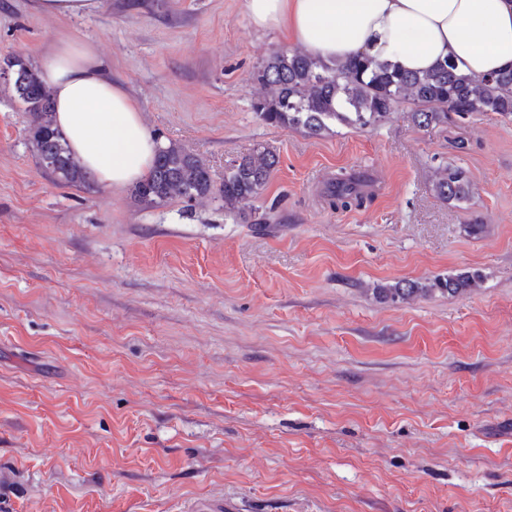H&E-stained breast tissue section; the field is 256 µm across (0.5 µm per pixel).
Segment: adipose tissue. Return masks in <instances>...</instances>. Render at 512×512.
<instances>
[{
    "instance_id": "1",
    "label": "adipose tissue",
    "mask_w": 512,
    "mask_h": 512,
    "mask_svg": "<svg viewBox=\"0 0 512 512\" xmlns=\"http://www.w3.org/2000/svg\"><path fill=\"white\" fill-rule=\"evenodd\" d=\"M245 8L255 29L281 31L328 63L359 55L424 72L448 60L476 79L512 67V0H245ZM39 68L91 180L125 189L144 179L161 141L95 46L58 38Z\"/></svg>"
}]
</instances>
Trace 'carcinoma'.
Instances as JSON below:
<instances>
[{
    "label": "carcinoma",
    "mask_w": 512,
    "mask_h": 512,
    "mask_svg": "<svg viewBox=\"0 0 512 512\" xmlns=\"http://www.w3.org/2000/svg\"><path fill=\"white\" fill-rule=\"evenodd\" d=\"M10 71L16 98L31 115L28 140L40 165L63 185L88 183L89 176L68 148L55 121L53 94L30 63L16 56L0 60ZM255 80L263 93L252 110L266 124L303 131L311 136L330 133L338 126L364 129L383 122L402 105L412 107L414 122L423 128L465 118L477 112L512 114V68L474 79L444 61L424 74H406L367 56L326 63L304 52L280 48L257 66ZM279 165L266 149L242 156L224 170V182L215 185L207 164L184 145L170 141L155 157L146 178L131 195L152 207L172 199L192 201L211 196L227 212L263 194ZM367 184L353 174L340 173L329 190V206L336 211L362 208L372 201ZM436 196L463 201L471 195L466 169L449 164L434 184ZM481 275L465 271L432 280H402L373 288L381 301L403 303L435 292L450 295L478 287Z\"/></svg>",
    "instance_id": "obj_1"
}]
</instances>
